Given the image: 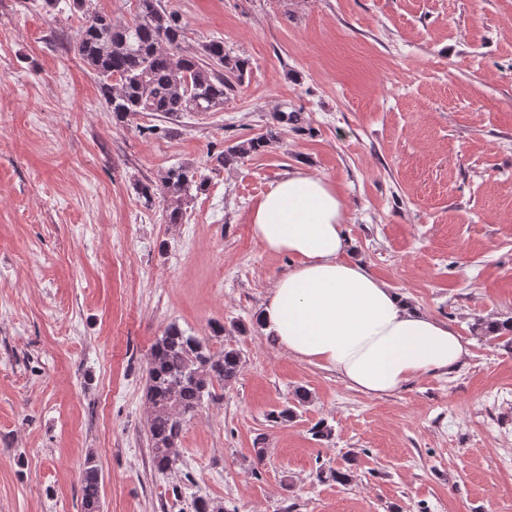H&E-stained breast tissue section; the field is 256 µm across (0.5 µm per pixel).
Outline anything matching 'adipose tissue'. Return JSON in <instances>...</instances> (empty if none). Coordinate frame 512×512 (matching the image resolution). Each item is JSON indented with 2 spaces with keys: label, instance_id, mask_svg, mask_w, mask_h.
<instances>
[{
  "label": "adipose tissue",
  "instance_id": "1",
  "mask_svg": "<svg viewBox=\"0 0 512 512\" xmlns=\"http://www.w3.org/2000/svg\"><path fill=\"white\" fill-rule=\"evenodd\" d=\"M346 220L335 185L301 170L258 201L255 239L291 259L260 310L264 330L288 355L334 370L370 396L453 371L469 354L466 343L446 322L346 258Z\"/></svg>",
  "mask_w": 512,
  "mask_h": 512
}]
</instances>
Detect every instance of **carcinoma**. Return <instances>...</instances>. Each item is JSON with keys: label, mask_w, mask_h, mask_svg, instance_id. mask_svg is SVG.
Segmentation results:
<instances>
[{"label": "carcinoma", "mask_w": 512, "mask_h": 512, "mask_svg": "<svg viewBox=\"0 0 512 512\" xmlns=\"http://www.w3.org/2000/svg\"><path fill=\"white\" fill-rule=\"evenodd\" d=\"M89 0H68L70 12L81 14L83 24L72 50L93 71L101 96L112 118L123 122L137 113L153 112L166 118L186 112H211L224 106L244 83L249 62L224 50V41L213 38L190 49L186 25L163 0H138V11L117 24L92 12ZM279 140L274 126L210 155L224 166L264 151ZM206 181L197 172L178 166L155 180L136 183L137 193L149 205L155 196L170 202L168 222L182 220V206L192 191L204 190ZM241 354L233 347L219 352L176 325L169 326L151 347L146 369L149 404L148 433L153 468L161 473L176 467L178 442L186 421L204 400L215 396L214 384L228 386L240 375ZM353 459L347 465L317 473L342 485L350 483ZM101 480L90 456L85 462L81 494L82 512H99Z\"/></svg>", "instance_id": "obj_1"}]
</instances>
